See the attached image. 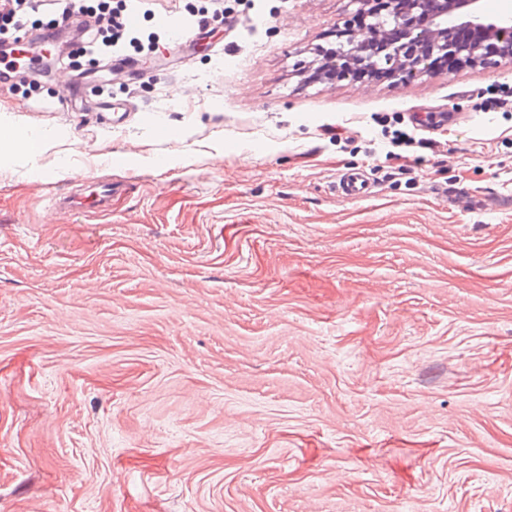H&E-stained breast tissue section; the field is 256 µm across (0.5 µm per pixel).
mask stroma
<instances>
[{
    "label": "stroma",
    "instance_id": "stroma-1",
    "mask_svg": "<svg viewBox=\"0 0 512 512\" xmlns=\"http://www.w3.org/2000/svg\"><path fill=\"white\" fill-rule=\"evenodd\" d=\"M90 4L128 67L81 17L0 88V512H512V59L310 82L355 0ZM105 23L102 25V42L106 47H115L123 38L128 26V20L121 13L113 14L112 11L104 13L100 20ZM101 191L96 192L95 195L90 193L87 196H69L62 199H56L57 206H63L67 209H77L85 206H92L100 211H107L109 209V199L111 196V189L109 186H101Z\"/></svg>",
    "mask_w": 512,
    "mask_h": 512
}]
</instances>
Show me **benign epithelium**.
Masks as SVG:
<instances>
[{
    "label": "benign epithelium",
    "instance_id": "7a95c632",
    "mask_svg": "<svg viewBox=\"0 0 512 512\" xmlns=\"http://www.w3.org/2000/svg\"><path fill=\"white\" fill-rule=\"evenodd\" d=\"M365 2L375 5L367 32L373 35L380 48L372 55H365L363 48L367 41L357 37L354 19H349L342 32L347 40L326 53L328 68L340 80L348 78L357 64L363 70L384 68L397 81L426 74L430 72L428 59L423 54L427 47L440 55L465 58L485 67L497 65L505 51L482 50L458 43L454 30L460 24L484 28L490 40L506 44L512 51V16H489L482 11L480 0H453L451 13L446 9H431L429 0ZM395 30L404 31L406 41H392L390 35Z\"/></svg>",
    "mask_w": 512,
    "mask_h": 512
}]
</instances>
